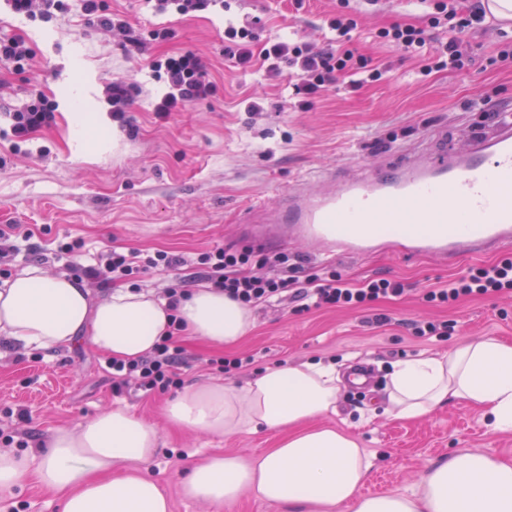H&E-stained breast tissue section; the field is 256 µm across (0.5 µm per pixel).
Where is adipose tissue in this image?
Returning a JSON list of instances; mask_svg holds the SVG:
<instances>
[{"label":"adipose tissue","instance_id":"adipose-tissue-1","mask_svg":"<svg viewBox=\"0 0 512 512\" xmlns=\"http://www.w3.org/2000/svg\"><path fill=\"white\" fill-rule=\"evenodd\" d=\"M221 347L254 326L251 311L211 288L176 312L151 291L118 288L94 300L83 280L31 267L0 281V345L53 351L87 342L120 360L151 351L171 317ZM342 372L331 364L265 368L244 386L189 387L162 407L173 426L214 438L264 432L274 448L252 462L221 452L197 457L181 481L187 499L216 508L249 492L296 512H512V463L479 452L432 462L409 495L367 496L372 457L352 431L317 425L336 412ZM451 402L482 409L489 434L512 433V343L480 336L446 352L398 361L381 409L396 420L425 417ZM158 426L115 405L83 427L53 430L40 457L0 452V495L32 481L52 489L59 512H170L160 483L140 467L156 455Z\"/></svg>","mask_w":512,"mask_h":512}]
</instances>
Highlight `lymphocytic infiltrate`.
Returning <instances> with one entry per match:
<instances>
[{
  "instance_id": "f902f5d3",
  "label": "lymphocytic infiltrate",
  "mask_w": 512,
  "mask_h": 512,
  "mask_svg": "<svg viewBox=\"0 0 512 512\" xmlns=\"http://www.w3.org/2000/svg\"><path fill=\"white\" fill-rule=\"evenodd\" d=\"M427 18L426 24L393 23L378 28L376 40L390 44L413 58H429L431 68L460 71L470 64L464 45L469 37L491 30L483 0H416ZM357 26L350 0H340L336 15L327 22L329 37L318 47L299 39L260 42L253 26L234 22L224 25V50L244 70L260 66L270 77L289 75L297 78L295 93L317 95L349 80L353 87L380 81L382 72L371 60L346 48L349 33ZM445 34L440 48H432L433 33ZM164 71L168 90L156 102L155 112L161 117L182 111L192 101H205L216 93L202 58L187 51L166 56L155 63ZM178 260L167 251L152 255L112 251L105 255L101 268L90 269V276L105 274L112 281H133L151 269L170 268ZM201 279L217 291L242 305L254 308L281 300L286 294L311 302L314 306L368 307L385 298L401 296V282L387 278L371 279L351 286L347 279L328 269L308 275L305 286H298L295 274L298 263L287 254H258L252 249L216 247L199 253L195 259ZM262 273H254V266ZM512 289V261L478 267L449 280L446 287L430 290L425 299L436 304L457 302L467 296L495 294ZM184 328L181 320H172V335L152 352L132 361L113 360L112 381L115 386L135 385L144 394L164 393L181 383L180 369L185 352L175 345L172 336Z\"/></svg>"
}]
</instances>
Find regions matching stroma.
<instances>
[{"mask_svg":"<svg viewBox=\"0 0 512 512\" xmlns=\"http://www.w3.org/2000/svg\"><path fill=\"white\" fill-rule=\"evenodd\" d=\"M66 0L53 17L13 14L0 0V37H21L32 50L24 68L0 60V230L15 252L7 264L15 274L35 266L49 275H81L112 249L141 253L165 250L186 259L215 246L249 245L244 220L253 204L276 213L282 196L301 183L320 185L341 169L372 171L387 159L429 150L437 139L456 143L512 117V67L488 65L505 35L470 40V68L423 73V63L406 59L373 32L389 23H422L410 0H379L357 18L351 44L385 67L383 78L353 90L344 83L295 106L291 82L257 71H238L224 54L220 8L181 16L158 12L153 0ZM336 0H236L232 9L259 20L260 39L294 34L321 39ZM107 13L124 19L144 45L136 51L125 37L96 23ZM168 30L159 38L158 30ZM181 51L198 54L219 85L215 97L187 103L184 111L158 119L153 106L167 90L152 63ZM122 78L136 87L124 113L112 110L107 89ZM43 96L55 107L56 123L24 139L10 130L9 112ZM258 111H249L250 102ZM83 122L91 137L76 147L73 128ZM75 241L71 253L61 243ZM302 260L305 273L328 266L358 283L370 278L402 282L405 293L381 301L387 325H369V310L319 307L297 310L295 302L254 308V328L239 343L214 348L184 340L188 357L181 384L203 387L224 379L244 385L269 366L306 361L342 362L357 356L368 367L365 386L343 385L338 414L325 424L352 426L373 456L366 481L383 495L408 494L428 464L459 451H478L512 462V433L488 434L479 410L464 402L413 421L360 418V408L377 405L391 363L432 354L478 337L512 342V292L470 296L453 304L423 301L424 292L470 269L512 259V249L442 263L407 256L397 240L359 257L333 256L305 242L274 238L262 245ZM444 322V336L415 335L414 321ZM253 356L250 368L228 377L219 357ZM106 356L78 343L54 351L0 352V450L6 433L27 432L37 451L54 428H78L116 404L156 423L161 443L145 472L171 499V512H212L183 497L180 483L192 454L231 453L242 461L273 447L265 434L224 439L169 427L161 407L167 394L142 396L115 388ZM0 512H58L55 492L29 483Z\"/></svg>","mask_w":512,"mask_h":512,"instance_id":"35a3bbf8","label":"stroma"}]
</instances>
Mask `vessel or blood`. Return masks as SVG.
Returning <instances> with one entry per match:
<instances>
[{"label":"vessel or blood","instance_id":"1","mask_svg":"<svg viewBox=\"0 0 512 512\" xmlns=\"http://www.w3.org/2000/svg\"><path fill=\"white\" fill-rule=\"evenodd\" d=\"M284 223L339 255L377 245L382 224H414L405 254L455 260L512 241V125L470 134L462 147L401 159L378 176L333 177L328 189L292 190Z\"/></svg>","mask_w":512,"mask_h":512}]
</instances>
